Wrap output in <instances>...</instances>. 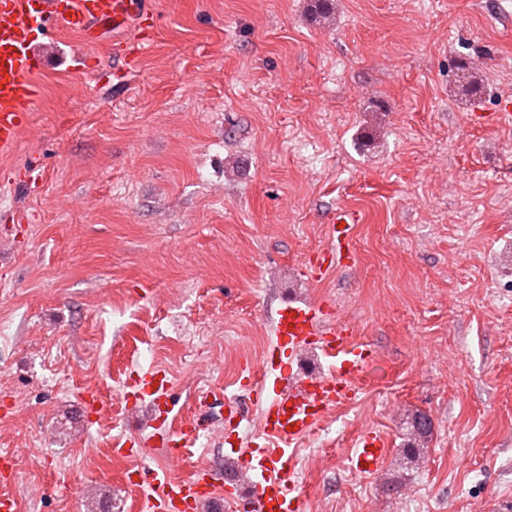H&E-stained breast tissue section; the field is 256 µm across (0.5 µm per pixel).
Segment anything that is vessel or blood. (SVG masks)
<instances>
[{"mask_svg":"<svg viewBox=\"0 0 512 512\" xmlns=\"http://www.w3.org/2000/svg\"><path fill=\"white\" fill-rule=\"evenodd\" d=\"M149 18L139 0H0V155L14 151L42 96L34 53L38 35L64 28L92 46L107 30L136 26V40L112 42V79L120 82L153 44L147 30ZM355 221L353 212L331 209L326 219L329 244L315 257L318 271L353 264L349 226ZM275 334L279 351L272 354L269 365L274 376L272 395L252 445L237 449L236 455L254 476L252 512H300L292 446L312 431L330 407L350 396L352 378L369 361L371 350L354 340L349 323L332 321L321 306L299 300L288 301L279 310ZM314 350L331 359L329 373L309 372L299 365L300 353ZM170 390L165 370L155 369L135 375L124 397L131 400L133 410L165 415L170 411ZM202 427V418H187L179 428L166 431L162 444L171 458H178ZM354 456L360 472L376 473L385 457L383 438L364 435ZM13 479L12 459L1 453L0 512H18L17 501L8 491ZM150 488L160 512H199L202 503L218 492L205 466L185 479L157 469Z\"/></svg>","mask_w":512,"mask_h":512,"instance_id":"1","label":"vessel or blood"}]
</instances>
